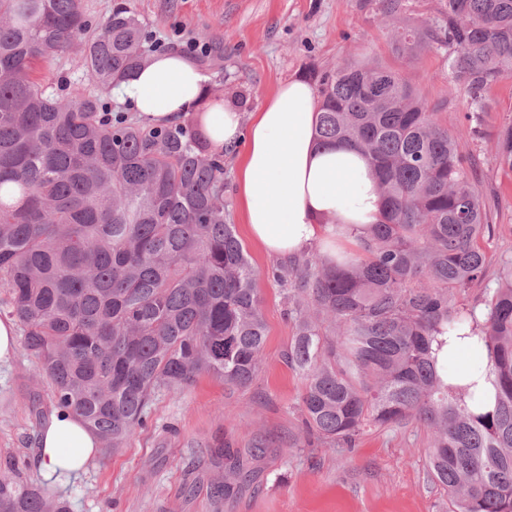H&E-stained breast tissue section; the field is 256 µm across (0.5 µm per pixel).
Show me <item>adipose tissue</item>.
Masks as SVG:
<instances>
[{
    "instance_id": "adipose-tissue-1",
    "label": "adipose tissue",
    "mask_w": 512,
    "mask_h": 512,
    "mask_svg": "<svg viewBox=\"0 0 512 512\" xmlns=\"http://www.w3.org/2000/svg\"><path fill=\"white\" fill-rule=\"evenodd\" d=\"M206 81L192 61L164 53L153 55L115 92L149 123L193 121L212 151L247 139L237 173L239 197L248 233L266 254L283 261L314 247L332 254L380 222L384 204L368 157L350 143L318 145L317 97L309 82H280L261 109L246 115L234 102L208 98ZM439 358L448 365L450 384L472 386L481 395L480 410L492 409L486 357L473 338L448 337ZM98 447L79 417L60 410L40 431L32 465L47 481L61 473L76 476Z\"/></svg>"
}]
</instances>
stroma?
Instances as JSON below:
<instances>
[{
	"label": "stroma",
	"mask_w": 512,
	"mask_h": 512,
	"mask_svg": "<svg viewBox=\"0 0 512 512\" xmlns=\"http://www.w3.org/2000/svg\"><path fill=\"white\" fill-rule=\"evenodd\" d=\"M153 45L193 40L210 46L200 68L210 97L231 98L244 112L259 109L281 81L308 78L355 60L377 61L417 88L449 133L472 112L470 93L448 68L447 53L395 52L396 27L434 23L441 0H401L397 15L382 0H131ZM49 83L94 90L78 52L40 68ZM486 137L464 136L462 154L476 168L491 210L489 257L512 254V171L495 159L492 130L512 122V75L487 91ZM241 153L224 154V195L253 266L267 329L259 372L241 389L203 373L178 392L154 399L149 416L124 448L98 453L78 478L49 491L69 512H448V499L425 465L426 433L417 424L372 429L350 452L307 445L298 411L301 375L285 354L294 330L281 287L268 277L275 259L248 234L236 186ZM37 362L17 349L0 368V475L16 463L21 479L39 481L31 467L36 441L54 411ZM263 455L252 480L232 499L213 497L224 481L222 448Z\"/></svg>",
	"instance_id": "obj_1"
}]
</instances>
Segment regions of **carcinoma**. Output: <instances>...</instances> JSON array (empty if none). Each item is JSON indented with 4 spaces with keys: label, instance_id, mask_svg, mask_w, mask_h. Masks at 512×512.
Here are the masks:
<instances>
[{
    "label": "carcinoma",
    "instance_id": "1",
    "mask_svg": "<svg viewBox=\"0 0 512 512\" xmlns=\"http://www.w3.org/2000/svg\"><path fill=\"white\" fill-rule=\"evenodd\" d=\"M81 0H0V303L23 327L53 402L107 450L143 426L155 396L211 373L249 387L266 325L256 271L230 223L224 156L190 124L109 123L100 97L59 89L35 66L75 48L100 89L148 62L131 0L92 31ZM401 54L454 47L448 66L470 91L480 133L485 93L512 74V0H443L432 25L393 34ZM318 143L350 142L374 163L382 220L359 256L303 253L271 267L294 336L286 361L298 410L325 446L354 448L369 428L416 422L449 512H512V256L483 247L492 218L459 136L415 87L373 61L310 72ZM512 171V123L494 134ZM481 290L458 307L457 295ZM484 312L478 322L476 309ZM471 325L486 352L493 409L450 386L437 337ZM257 454L224 452V498ZM0 512H69L46 489L0 478Z\"/></svg>",
    "mask_w": 512,
    "mask_h": 512
}]
</instances>
